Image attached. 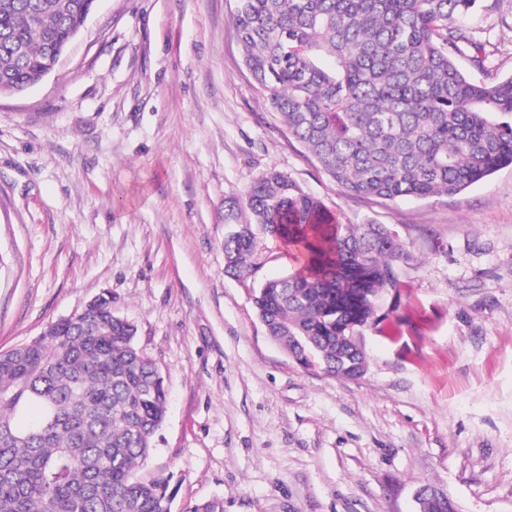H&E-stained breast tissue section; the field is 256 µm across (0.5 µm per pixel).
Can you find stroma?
Segmentation results:
<instances>
[{
	"mask_svg": "<svg viewBox=\"0 0 512 512\" xmlns=\"http://www.w3.org/2000/svg\"><path fill=\"white\" fill-rule=\"evenodd\" d=\"M237 0H96L56 69L0 95V350L112 296L168 397L138 474L170 476L172 512H418L426 484L459 512H512V167L461 193H343L269 111L233 23ZM485 80L512 74V0L465 21ZM341 224H381L412 254L366 327L365 374L300 367L253 305L294 268L226 273L224 215L267 171Z\"/></svg>",
	"mask_w": 512,
	"mask_h": 512,
	"instance_id": "1",
	"label": "stroma"
}]
</instances>
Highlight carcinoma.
<instances>
[{
  "label": "carcinoma",
  "mask_w": 512,
  "mask_h": 512,
  "mask_svg": "<svg viewBox=\"0 0 512 512\" xmlns=\"http://www.w3.org/2000/svg\"><path fill=\"white\" fill-rule=\"evenodd\" d=\"M92 0H0V88L31 87L91 12ZM481 0H237L244 62L266 105L348 194L455 195L512 166V75L486 70L460 21ZM335 59L333 70L318 59ZM253 221L226 215V272L259 265L248 227L288 244L298 268L253 296L267 334L294 360L351 378L364 362L346 337L380 324L379 300L412 261L380 224H338L287 175L245 194ZM110 299L0 352V512H171L170 478L135 476L166 413L167 391ZM183 512H224L220 497ZM421 512H458L436 490Z\"/></svg>",
  "instance_id": "1"
}]
</instances>
